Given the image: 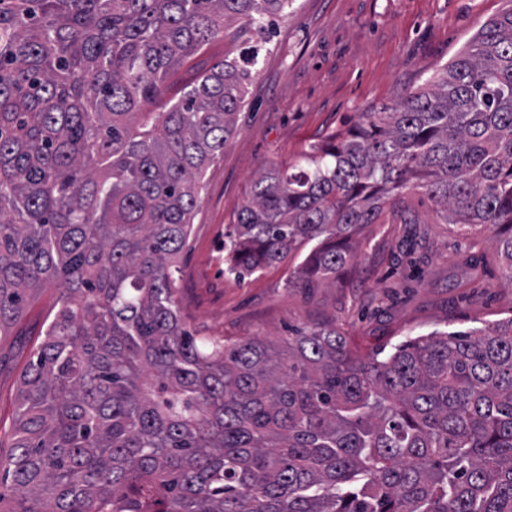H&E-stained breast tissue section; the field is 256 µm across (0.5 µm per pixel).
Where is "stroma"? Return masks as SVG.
Returning <instances> with one entry per match:
<instances>
[{"mask_svg": "<svg viewBox=\"0 0 512 512\" xmlns=\"http://www.w3.org/2000/svg\"><path fill=\"white\" fill-rule=\"evenodd\" d=\"M507 0H294L262 51L238 114V131L206 171L176 286L183 319L200 336L234 342L336 325L372 349L409 335L466 331L512 310L487 241L459 236L427 195L408 191L360 242L357 261L333 286L288 287L293 262L239 281L224 274V235L264 166L294 162L310 144L359 113L398 101L438 71ZM213 41L175 76L194 81L224 55ZM57 296L46 286L0 338V444L9 445L19 378Z\"/></svg>", "mask_w": 512, "mask_h": 512, "instance_id": "35a3bbf8", "label": "stroma"}]
</instances>
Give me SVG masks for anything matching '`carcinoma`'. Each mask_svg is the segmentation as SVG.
<instances>
[{
    "instance_id": "carcinoma-1",
    "label": "carcinoma",
    "mask_w": 512,
    "mask_h": 512,
    "mask_svg": "<svg viewBox=\"0 0 512 512\" xmlns=\"http://www.w3.org/2000/svg\"><path fill=\"white\" fill-rule=\"evenodd\" d=\"M294 0H0V336L61 287L25 366L0 512H512V312L387 351L184 324L207 168ZM236 26L177 100L167 81ZM483 226L512 286V8L440 71L262 168L224 236L243 280L329 285L390 197Z\"/></svg>"
}]
</instances>
